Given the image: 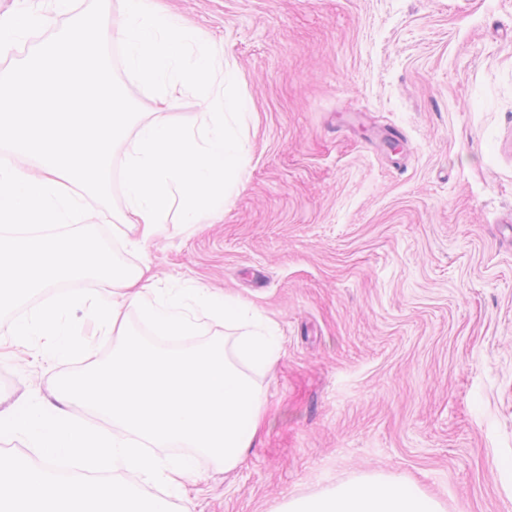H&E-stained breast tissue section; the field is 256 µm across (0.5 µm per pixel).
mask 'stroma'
I'll return each instance as SVG.
<instances>
[{"label": "stroma", "mask_w": 512, "mask_h": 512, "mask_svg": "<svg viewBox=\"0 0 512 512\" xmlns=\"http://www.w3.org/2000/svg\"><path fill=\"white\" fill-rule=\"evenodd\" d=\"M224 48L247 156L223 220L139 248L156 288L246 303L282 340L269 412L173 512H277L368 474L445 512H512V0H152ZM0 318V409L65 363Z\"/></svg>", "instance_id": "1"}]
</instances>
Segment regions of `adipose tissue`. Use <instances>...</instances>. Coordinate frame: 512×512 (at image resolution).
Returning a JSON list of instances; mask_svg holds the SVG:
<instances>
[{"label": "adipose tissue", "instance_id": "adipose-tissue-1", "mask_svg": "<svg viewBox=\"0 0 512 512\" xmlns=\"http://www.w3.org/2000/svg\"><path fill=\"white\" fill-rule=\"evenodd\" d=\"M280 512H444L439 500L413 482L364 475L322 493L289 497Z\"/></svg>", "mask_w": 512, "mask_h": 512}]
</instances>
